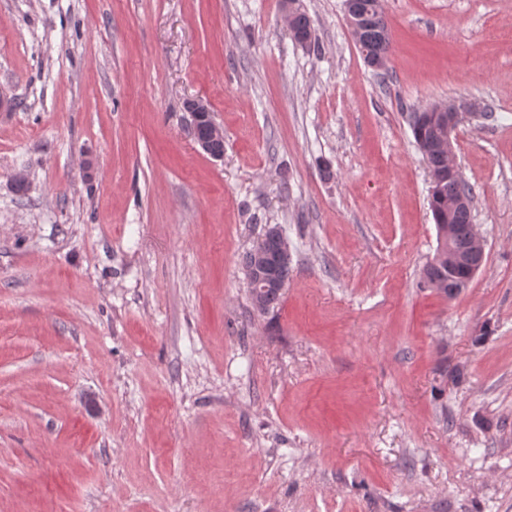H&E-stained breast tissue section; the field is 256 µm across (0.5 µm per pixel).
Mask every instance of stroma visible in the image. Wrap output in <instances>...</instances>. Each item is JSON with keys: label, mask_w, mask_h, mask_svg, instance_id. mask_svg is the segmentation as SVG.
Segmentation results:
<instances>
[{"label": "stroma", "mask_w": 512, "mask_h": 512, "mask_svg": "<svg viewBox=\"0 0 512 512\" xmlns=\"http://www.w3.org/2000/svg\"><path fill=\"white\" fill-rule=\"evenodd\" d=\"M298 2L310 49L282 0H0V512H512V0H382L381 72ZM448 100L450 298L408 122ZM185 107L187 112L192 116L193 122L202 120L207 121L209 124V139H196V144L204 153L208 154L213 159L220 160L223 154L212 151V142L223 141L224 131L214 122L209 105L201 99H189L186 101ZM432 113L435 121H437L447 132V139L442 140L438 144V148L448 151V159L441 151H432L428 157V164L431 174H441L448 170V179L442 185V193L444 199L456 197L463 194L469 197L468 199L460 195L454 199L450 204L453 210L455 207L466 208L454 209L451 213V224L447 227H442L439 231L440 248L435 256L439 257L443 250L448 249V259L444 262H431L426 266L423 272V283L425 288H430L446 297L454 296V289L462 282L464 278L463 267L472 280L479 272L485 261V247L484 241L474 225V237L470 240L469 244L460 248L455 244L454 233L451 225L456 232V240L460 243H466L472 228V215L471 203L473 198L472 187L464 180L462 171L455 160V151L452 140V133L459 124L463 112H477L479 107L477 103L469 102L463 106L455 102L436 103L425 108ZM463 178V179H462ZM455 179V180H452ZM460 180V181H457ZM434 256V258H435ZM448 263L455 266H460L453 269H448ZM437 286H441L439 290ZM249 282L250 288H258L256 301L254 300V297L251 293L252 301L257 309L265 312L271 308L273 309L278 304L282 295V291H280L278 288H268L267 290L259 288L261 285H266V283L261 281V279H253Z\"/></svg>", "instance_id": "35a3bbf8"}]
</instances>
